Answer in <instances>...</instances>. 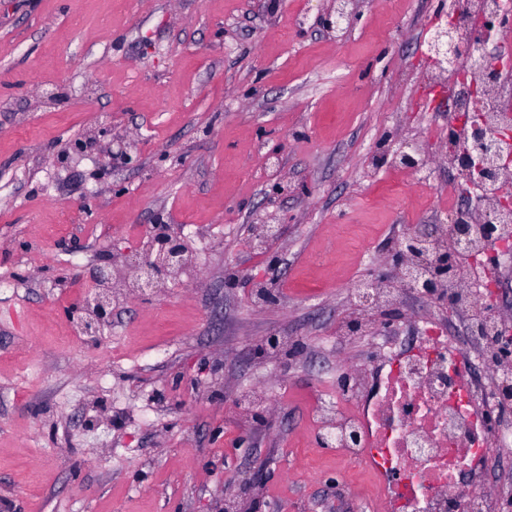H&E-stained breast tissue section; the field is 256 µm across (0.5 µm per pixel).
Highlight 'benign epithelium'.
Masks as SVG:
<instances>
[{"label": "benign epithelium", "instance_id": "obj_1", "mask_svg": "<svg viewBox=\"0 0 512 512\" xmlns=\"http://www.w3.org/2000/svg\"><path fill=\"white\" fill-rule=\"evenodd\" d=\"M500 25L483 19L480 30L483 39L472 41L465 37L453 21H448L436 28L434 37L429 42L427 58L435 63L454 61L450 71L453 82L458 86L459 94L471 98L475 103L477 87L466 80L465 74L473 59L485 52L487 43L493 40L499 27L512 23V0L501 4ZM352 13L345 8L331 5L319 16V23L334 32L351 23ZM467 126L469 139L460 141L456 137V128ZM506 133L495 127L490 118L481 113H451L448 124V142L451 145L449 164L455 170V178L464 186L462 201L456 211L452 212L444 224L448 239L456 245L451 250H432L426 247L421 232L410 229L399 239L394 250L393 263L388 272L395 278L401 289H416L427 297L455 304L449 297L448 278L455 277L460 271L461 253L468 252L475 231H480L481 238L490 243L497 234L499 224L512 223V197L499 196L491 205L483 207L474 205V198L485 192L487 186L498 182L502 172L507 169L506 158L501 155L500 138ZM392 162L404 168L419 170L423 160L419 157L416 143L410 139L398 138L390 147ZM282 225L262 222L251 225L252 239L265 246L275 241ZM189 247L184 237L174 231H166L157 236L152 235L149 247L130 251L124 256V263L137 272V280L144 281L148 288H159L180 270L188 261ZM481 321L491 323L497 320L498 290L487 288L479 280L471 285ZM112 319V296L108 290L96 292L90 305L89 316L82 320L83 333L97 336L102 327ZM470 334L486 341V351L490 358L503 364L512 357V352L499 345L500 338L490 334L481 327H473Z\"/></svg>", "mask_w": 512, "mask_h": 512}]
</instances>
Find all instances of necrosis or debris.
<instances>
[{"instance_id": "4bbe7bcc", "label": "necrosis or debris", "mask_w": 512, "mask_h": 512, "mask_svg": "<svg viewBox=\"0 0 512 512\" xmlns=\"http://www.w3.org/2000/svg\"><path fill=\"white\" fill-rule=\"evenodd\" d=\"M415 340L374 334L375 393L353 383L316 401L311 418L331 447L381 480V512H449L459 478L482 476L494 449L512 445V419L488 423L485 387L446 327L414 323Z\"/></svg>"}]
</instances>
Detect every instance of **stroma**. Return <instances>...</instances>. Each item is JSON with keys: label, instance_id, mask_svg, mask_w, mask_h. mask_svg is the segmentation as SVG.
Instances as JSON below:
<instances>
[{"label": "stroma", "instance_id": "35a3bbf8", "mask_svg": "<svg viewBox=\"0 0 512 512\" xmlns=\"http://www.w3.org/2000/svg\"><path fill=\"white\" fill-rule=\"evenodd\" d=\"M0 0V512H352L374 477L324 447L310 406L372 380L348 292L437 227L454 174L427 125L448 102L421 74L448 0ZM414 138L429 178L385 163ZM283 218L269 250L248 224ZM190 274L120 288L101 336H73L97 285L157 224ZM446 303L409 291L380 330ZM287 339L269 352L271 338ZM512 512V448L476 498ZM333 5L319 16V23L330 32L341 30L351 23L352 13L347 11L344 7L336 6V1Z\"/></svg>", "mask_w": 512, "mask_h": 512}]
</instances>
